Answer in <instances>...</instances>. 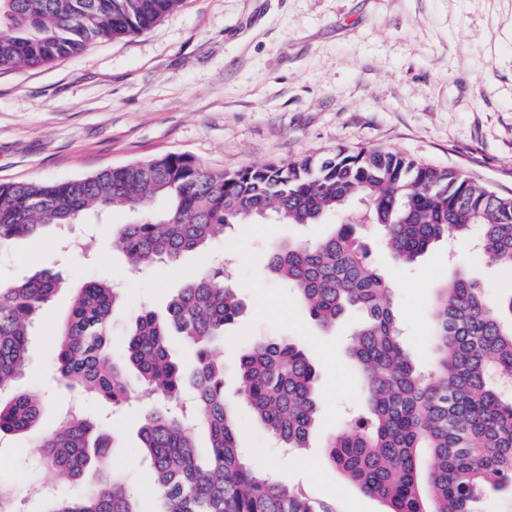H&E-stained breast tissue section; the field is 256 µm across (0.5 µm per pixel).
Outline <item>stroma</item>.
I'll return each instance as SVG.
<instances>
[{"label":"stroma","instance_id":"obj_1","mask_svg":"<svg viewBox=\"0 0 512 512\" xmlns=\"http://www.w3.org/2000/svg\"><path fill=\"white\" fill-rule=\"evenodd\" d=\"M382 146L464 172L497 193H512V0H182L152 30L101 41L39 68L0 71V183L71 181L113 166L188 154L221 172L336 149ZM127 209L88 214L84 223L0 247V286L49 269L60 292L39 315L28 362L13 390L42 400L38 429L0 432V483L14 490L16 512H44L34 494L42 430L78 409L116 435L105 464L151 508L149 465L138 451L142 403L121 409L67 386L55 369L54 335L77 288L92 279L118 282L124 310L112 320L122 348L144 306L164 310L186 276L213 256L235 262L234 283L246 303L217 353L233 367L254 336H283L307 351L319 379L320 421L308 448L286 452L239 406V445L251 467L301 484L336 512H383V504L344 480L325 441L364 395L346 346L351 321L322 333L268 268L272 244L314 240L340 223L288 226L253 221L177 268L127 270L112 249L113 230L137 222ZM371 259L390 275L405 346L428 360V302L458 272L493 293L512 275L471 245L436 243L403 265L367 233Z\"/></svg>","mask_w":512,"mask_h":512}]
</instances>
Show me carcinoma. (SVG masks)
<instances>
[{
	"label": "carcinoma",
	"mask_w": 512,
	"mask_h": 512,
	"mask_svg": "<svg viewBox=\"0 0 512 512\" xmlns=\"http://www.w3.org/2000/svg\"><path fill=\"white\" fill-rule=\"evenodd\" d=\"M180 0H0V71L36 67L81 53L103 39L154 28ZM158 198L162 212L151 210ZM127 208L141 218L119 227L113 248L134 267L172 266L238 224L275 213L279 224H320L346 216L325 237L270 249V272L328 330L345 314L360 321L349 346L365 404L326 445L348 483L384 512H480L492 495L512 498V291L492 297L464 274L442 281L431 304L432 359L416 363L404 347L392 281L369 262L358 228L371 224L383 245L411 264L435 243L471 240L475 251L512 270V196L464 173L388 149H340L324 157L214 173L186 154H168L66 182L0 183V246L73 224L86 212ZM40 271L0 287V393L21 375L34 319L60 289ZM121 294L90 280L76 294L55 337L60 376L81 391L120 404L136 370L142 398L140 450L150 461L154 512H335L282 477L256 472L238 446L237 412L224 396V361L213 352L243 304L224 266L187 281L166 314L140 311L120 354L110 325ZM238 392L251 415L286 448H305L318 421L315 367L292 340L257 337L237 366ZM191 387L210 432L198 456L181 418ZM41 418L33 392L0 401V431L27 432ZM114 439L71 413L40 441L46 475L80 481ZM46 512H143L126 484L105 472Z\"/></svg>",
	"instance_id": "1"
}]
</instances>
